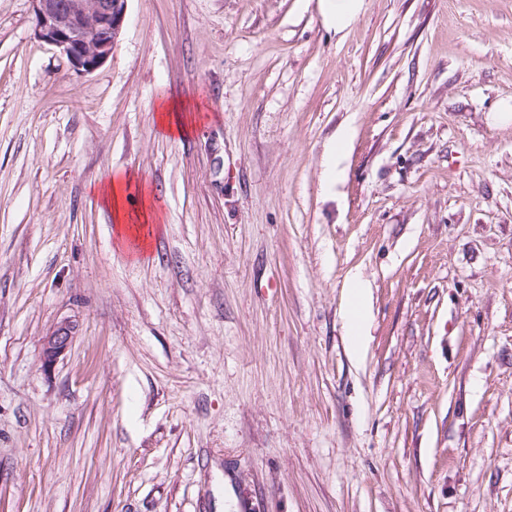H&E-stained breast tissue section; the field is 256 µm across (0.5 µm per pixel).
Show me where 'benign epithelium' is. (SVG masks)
<instances>
[{
  "instance_id": "benign-epithelium-1",
  "label": "benign epithelium",
  "mask_w": 512,
  "mask_h": 512,
  "mask_svg": "<svg viewBox=\"0 0 512 512\" xmlns=\"http://www.w3.org/2000/svg\"><path fill=\"white\" fill-rule=\"evenodd\" d=\"M34 35L56 47L80 74L97 69L112 54L127 0H31ZM76 324L58 323L42 339L41 361L51 366L71 346Z\"/></svg>"
}]
</instances>
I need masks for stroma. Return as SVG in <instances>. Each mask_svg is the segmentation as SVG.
<instances>
[{
  "instance_id": "1",
  "label": "stroma",
  "mask_w": 512,
  "mask_h": 512,
  "mask_svg": "<svg viewBox=\"0 0 512 512\" xmlns=\"http://www.w3.org/2000/svg\"><path fill=\"white\" fill-rule=\"evenodd\" d=\"M505 104L512 0H127L89 74L0 0V512H512ZM362 0H319L324 23L336 31L352 25L361 11ZM158 126L170 136L184 135L185 119L179 113L174 102H162L156 109ZM144 186L139 182L134 174L114 173L100 187V195L106 205L112 209L114 223L117 224L119 235L123 228L121 224L126 223V214L124 212V197L131 195L134 191L138 194H144ZM348 289L350 301L346 307L347 332L353 348L360 351L364 348L366 340L367 320L364 313L366 290L363 282L357 277L349 280ZM76 324L73 320H63L58 323L42 339L41 361L43 367L51 366L71 346Z\"/></svg>"
}]
</instances>
